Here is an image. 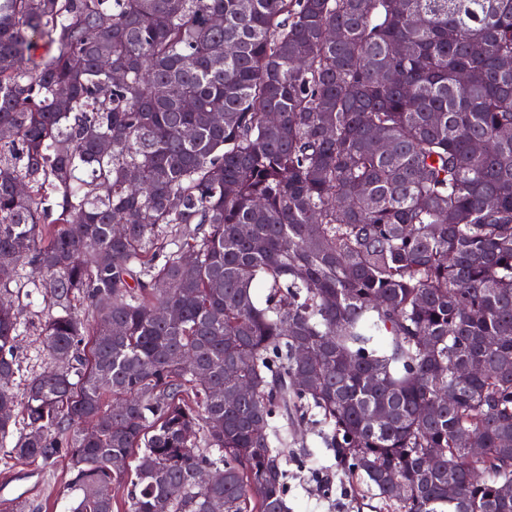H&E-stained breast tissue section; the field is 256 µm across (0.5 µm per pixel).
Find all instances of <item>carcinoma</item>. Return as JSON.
I'll list each match as a JSON object with an SVG mask.
<instances>
[{"label":"carcinoma","instance_id":"obj_1","mask_svg":"<svg viewBox=\"0 0 512 512\" xmlns=\"http://www.w3.org/2000/svg\"><path fill=\"white\" fill-rule=\"evenodd\" d=\"M313 412L384 512H512V0H0L14 458L71 512H288ZM16 305L22 311L23 328L15 343L17 365L13 376L12 388L22 394L30 379L51 367L50 360L41 343L45 317L50 309L48 297L32 288H12Z\"/></svg>","mask_w":512,"mask_h":512}]
</instances>
